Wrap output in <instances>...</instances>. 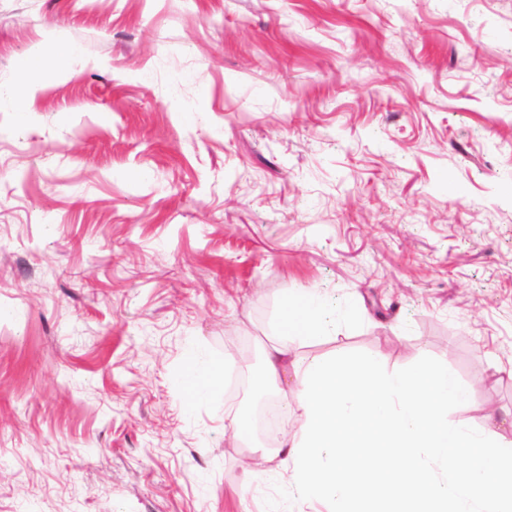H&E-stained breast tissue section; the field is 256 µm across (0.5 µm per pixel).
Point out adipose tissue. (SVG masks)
<instances>
[{
	"mask_svg": "<svg viewBox=\"0 0 512 512\" xmlns=\"http://www.w3.org/2000/svg\"><path fill=\"white\" fill-rule=\"evenodd\" d=\"M355 317L352 306L336 313L316 288L282 296L255 374L261 387L287 381L293 399L277 447L259 454L257 476L274 487L265 512L308 500L330 512H512V439L494 419L479 428L449 420V407L471 398L447 364L391 370L378 353L298 356L296 344L320 343ZM223 382V369L200 354L180 376L189 404Z\"/></svg>",
	"mask_w": 512,
	"mask_h": 512,
	"instance_id": "obj_1",
	"label": "adipose tissue"
}]
</instances>
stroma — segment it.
Masks as SVG:
<instances>
[{"label": "stroma", "instance_id": "35a3bbf8", "mask_svg": "<svg viewBox=\"0 0 512 512\" xmlns=\"http://www.w3.org/2000/svg\"><path fill=\"white\" fill-rule=\"evenodd\" d=\"M0 88V512H263L179 376L289 288L512 418V0H0Z\"/></svg>", "mask_w": 512, "mask_h": 512}]
</instances>
